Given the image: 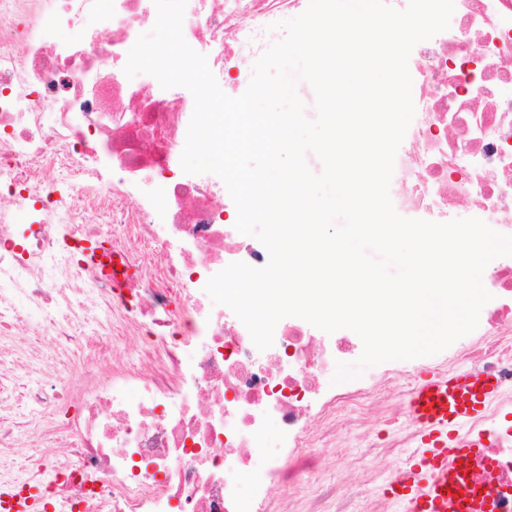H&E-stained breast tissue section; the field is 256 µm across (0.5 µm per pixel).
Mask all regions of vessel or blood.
I'll list each match as a JSON object with an SVG mask.
<instances>
[{
    "mask_svg": "<svg viewBox=\"0 0 512 512\" xmlns=\"http://www.w3.org/2000/svg\"><path fill=\"white\" fill-rule=\"evenodd\" d=\"M499 382L486 373L429 375L413 390L409 409L421 427L422 446L409 475L389 488L409 512H497V505L471 480L482 458L475 442L461 443L456 432L481 417Z\"/></svg>",
    "mask_w": 512,
    "mask_h": 512,
    "instance_id": "b4317fda",
    "label": "vessel or blood"
}]
</instances>
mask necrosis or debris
I'll return each instance as SVG.
<instances>
[{
  "mask_svg": "<svg viewBox=\"0 0 512 512\" xmlns=\"http://www.w3.org/2000/svg\"><path fill=\"white\" fill-rule=\"evenodd\" d=\"M302 6L187 0L182 32L218 85L235 88L283 38L272 23ZM156 18L153 0H0V484H37V512H405L385 490L419 446L406 412L414 369L388 361L375 380L331 384L360 337L287 317L261 351L205 292L229 264L260 268L269 254L236 230L218 176L181 167L192 94L124 73ZM414 51L422 69L395 158L396 211L436 222L459 200L488 217L511 211L512 0H454L449 28ZM104 224L117 235L104 238ZM87 239L128 270L121 286L77 258L71 241ZM482 281L492 299L449 352L453 369L501 381L463 435L496 462L475 466L474 482L512 512V256ZM98 305L108 315L94 335L141 332L140 367L87 373L68 417L66 355L84 349L73 327ZM20 327L34 344H2ZM23 429L51 445L19 477ZM319 448L340 449L351 487L325 478Z\"/></svg>",
  "mask_w": 512,
  "mask_h": 512,
  "instance_id": "obj_1",
  "label": "necrosis or debris"
}]
</instances>
